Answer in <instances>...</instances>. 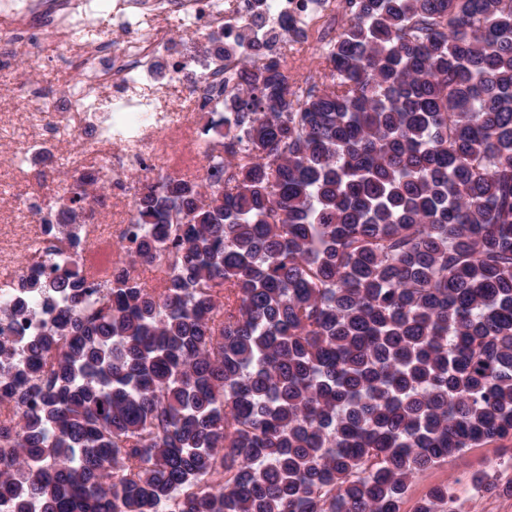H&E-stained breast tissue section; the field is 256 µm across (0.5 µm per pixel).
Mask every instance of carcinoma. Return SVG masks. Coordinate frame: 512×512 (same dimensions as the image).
Returning <instances> with one entry per match:
<instances>
[{"label":"carcinoma","instance_id":"cac0c4a2","mask_svg":"<svg viewBox=\"0 0 512 512\" xmlns=\"http://www.w3.org/2000/svg\"><path fill=\"white\" fill-rule=\"evenodd\" d=\"M344 2L313 89L248 66L214 173L142 184L123 250L166 287L23 285L67 308L24 369L0 331L8 512H400L512 440V0ZM501 448H512V441L490 442L479 448H470L456 456L452 467L441 464L416 475L402 500L400 512H414L417 503L433 486L448 484L453 488L459 483L460 477H470L472 472L484 470L488 461L499 456Z\"/></svg>","mask_w":512,"mask_h":512}]
</instances>
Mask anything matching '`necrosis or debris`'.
<instances>
[{"instance_id":"4bbe7bcc","label":"necrosis or debris","mask_w":512,"mask_h":512,"mask_svg":"<svg viewBox=\"0 0 512 512\" xmlns=\"http://www.w3.org/2000/svg\"><path fill=\"white\" fill-rule=\"evenodd\" d=\"M339 11L338 0H116L110 17L123 39L115 45L101 36L99 0H54L39 26L32 21V0H0V69L35 52L51 60L63 51L80 75L65 96L16 81L17 95L30 107L21 121L0 119V142L14 147L22 161L72 143V151L56 155V167L93 164L97 177L110 180L113 196L133 205L136 190L128 172L154 174L171 134L193 133L191 111H218L244 62L287 65L294 43L318 58L340 33ZM46 26L54 41L42 38ZM175 27L192 35L179 48L170 37ZM197 35L213 38L207 54L196 51ZM165 55L177 63L168 83L158 85L154 61ZM13 212L27 231L29 260L0 255V306L17 310L0 327L21 342L40 335L44 319L29 311L47 303L21 290L23 278L38 273L49 279L76 268L90 300H97L117 265L113 236L147 231L130 217L116 224L58 225L45 196L16 200Z\"/></svg>"}]
</instances>
